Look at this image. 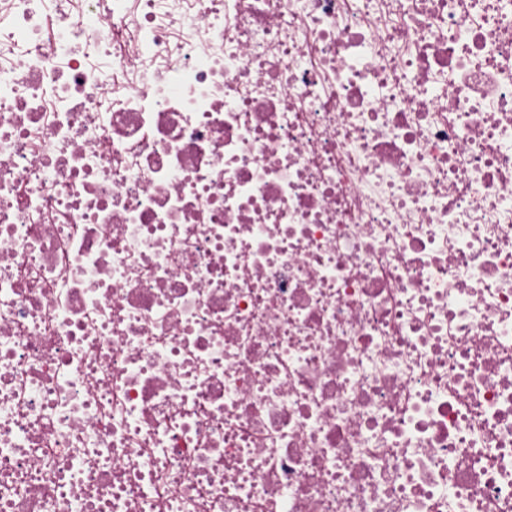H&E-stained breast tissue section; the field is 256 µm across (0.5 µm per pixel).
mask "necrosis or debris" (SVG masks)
<instances>
[{
  "label": "necrosis or debris",
  "instance_id": "obj_1",
  "mask_svg": "<svg viewBox=\"0 0 512 512\" xmlns=\"http://www.w3.org/2000/svg\"><path fill=\"white\" fill-rule=\"evenodd\" d=\"M0 512H512V0H0Z\"/></svg>",
  "mask_w": 512,
  "mask_h": 512
}]
</instances>
